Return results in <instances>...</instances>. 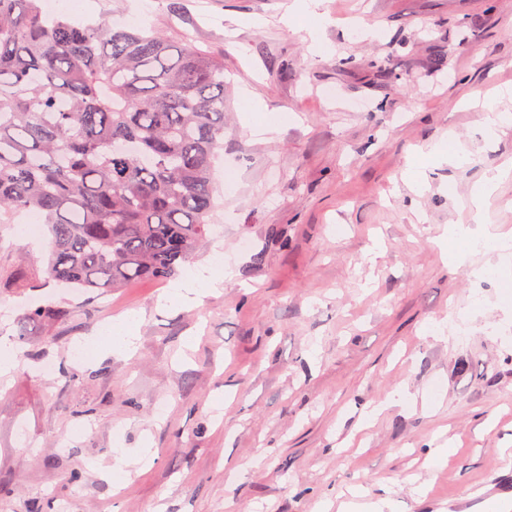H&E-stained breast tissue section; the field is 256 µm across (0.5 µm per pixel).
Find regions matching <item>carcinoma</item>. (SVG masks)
I'll return each instance as SVG.
<instances>
[{"label": "carcinoma", "instance_id": "obj_1", "mask_svg": "<svg viewBox=\"0 0 512 512\" xmlns=\"http://www.w3.org/2000/svg\"><path fill=\"white\" fill-rule=\"evenodd\" d=\"M223 149V62L0 0V217L49 226V278L107 291L178 275L210 234Z\"/></svg>", "mask_w": 512, "mask_h": 512}]
</instances>
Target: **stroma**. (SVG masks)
<instances>
[{
  "label": "stroma",
  "mask_w": 512,
  "mask_h": 512,
  "mask_svg": "<svg viewBox=\"0 0 512 512\" xmlns=\"http://www.w3.org/2000/svg\"><path fill=\"white\" fill-rule=\"evenodd\" d=\"M89 2L223 61L216 170L235 188L190 264L218 252L232 275L200 306H160L168 280L79 293L0 224V342L24 354L0 377V512L512 504V280L472 276L496 253L460 267L435 243L474 224L473 188L512 159V127L480 131L486 105L512 113L495 95L512 88V0H325L319 55L279 21L292 0ZM246 87L283 115L273 139ZM450 136L470 163H426ZM421 162L419 191L403 174ZM125 312L140 315L136 355L83 363L79 339ZM142 448V471L103 478Z\"/></svg>",
  "instance_id": "35a3bbf8"
}]
</instances>
